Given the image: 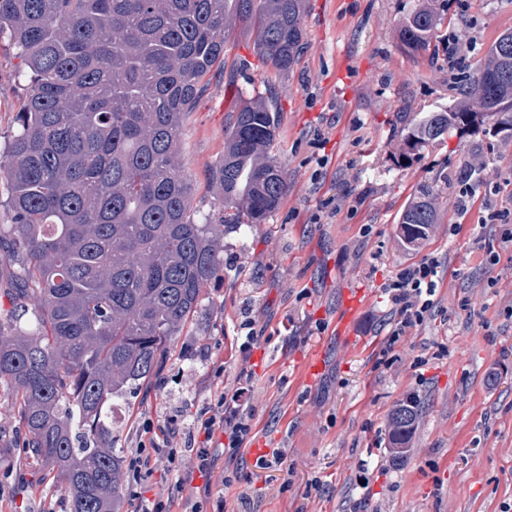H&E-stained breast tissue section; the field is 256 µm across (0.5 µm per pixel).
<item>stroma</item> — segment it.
I'll return each mask as SVG.
<instances>
[{"label": "stroma", "mask_w": 512, "mask_h": 512, "mask_svg": "<svg viewBox=\"0 0 512 512\" xmlns=\"http://www.w3.org/2000/svg\"><path fill=\"white\" fill-rule=\"evenodd\" d=\"M419 4L308 0L303 54L285 75L255 53V30L237 25L225 35L224 67L208 74L188 118L182 158L192 205L204 214L218 206L207 173L224 152L237 94L274 89L288 194L265 223L225 234L224 277L205 288L159 376L131 395L120 446L136 448V416L193 414L214 363L228 388L251 368L257 425L239 454L250 469L257 450H276L285 469L260 472L248 490L213 478L226 512H356L361 502L367 512H512V245L498 225L478 224L512 211V138L479 130L406 153L415 115L452 108L454 84L472 80L494 41L512 31V0H433L442 40L416 55L402 49L398 30ZM451 32L463 46L453 67L444 40ZM24 72L0 39V145L16 129ZM476 152L483 167L473 208L440 207L430 238L405 246L397 222L410 194L424 186L454 199ZM452 224L459 235H450ZM489 248L500 261L488 275L481 260ZM426 255L443 273L437 308L401 338L390 363H379L390 309L384 285ZM352 288L370 300L345 339L332 323ZM464 298L470 309L461 308ZM248 320L272 338L244 359ZM316 349L322 370L309 383L301 366ZM402 401L416 404L419 422L398 460L388 419Z\"/></svg>", "instance_id": "stroma-1"}]
</instances>
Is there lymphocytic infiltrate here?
<instances>
[{"mask_svg":"<svg viewBox=\"0 0 512 512\" xmlns=\"http://www.w3.org/2000/svg\"><path fill=\"white\" fill-rule=\"evenodd\" d=\"M440 285L436 258L423 257L400 269L386 283L390 298V329L385 352H393L401 336L421 325L436 308ZM253 373L241 370L233 391L224 388V373L216 371L209 395L199 412L189 418L174 415L162 420L143 418L140 441L129 458L128 491L133 512H224L223 499H210L195 491V478L210 480L225 453H236L252 436ZM183 447H173L174 439ZM165 471L169 483L164 493L150 495V481Z\"/></svg>","mask_w":512,"mask_h":512,"instance_id":"obj_1","label":"lymphocytic infiltrate"}]
</instances>
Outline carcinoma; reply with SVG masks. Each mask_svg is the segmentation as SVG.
Listing matches in <instances>:
<instances>
[{
    "mask_svg": "<svg viewBox=\"0 0 512 512\" xmlns=\"http://www.w3.org/2000/svg\"><path fill=\"white\" fill-rule=\"evenodd\" d=\"M307 0H0V38L26 68L16 132L0 151L11 224L0 316V396L14 447L53 479L70 512H124L126 472L116 400L157 377L172 344L224 275V233L266 221L288 193L274 147L275 96L231 109L224 154L210 168L218 209L195 218L180 154L184 121L224 61L237 23L278 73L304 46ZM427 3L400 25L408 52L431 46ZM463 101L412 125L408 150L492 123L512 131V31L499 36ZM439 196L418 191L401 211L404 241L428 238ZM417 409L389 428L408 451Z\"/></svg>",
    "mask_w": 512,
    "mask_h": 512,
    "instance_id": "1",
    "label": "carcinoma"
}]
</instances>
